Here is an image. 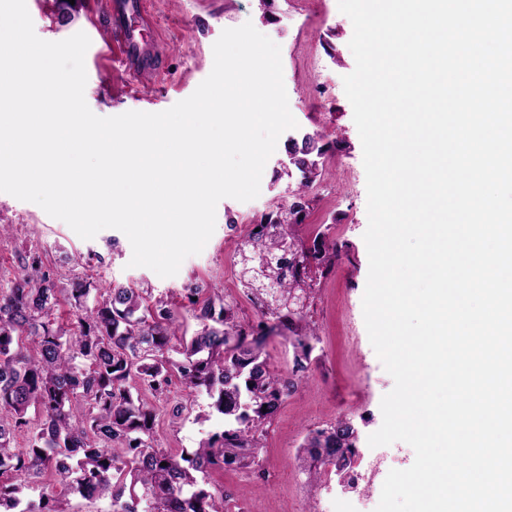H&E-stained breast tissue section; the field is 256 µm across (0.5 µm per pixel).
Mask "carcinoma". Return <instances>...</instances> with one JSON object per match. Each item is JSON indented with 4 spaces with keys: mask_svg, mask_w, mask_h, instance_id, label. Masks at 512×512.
<instances>
[{
    "mask_svg": "<svg viewBox=\"0 0 512 512\" xmlns=\"http://www.w3.org/2000/svg\"><path fill=\"white\" fill-rule=\"evenodd\" d=\"M286 150L300 170L313 172L321 151L308 135ZM302 210L279 208L276 217L250 231L238 252L239 279L247 295L261 301L263 321L248 334L234 320L223 296L200 300L191 289L200 329L176 338L179 312L149 288H97L93 276L67 289L38 268H23L9 288L0 287V477L26 480L42 470L86 500L109 497L112 512H224V489L206 480L224 465L252 469L259 463L265 426L295 384L273 375L262 359L267 337L286 327L295 349L296 371H305L313 350L307 320L314 288L312 266L338 256L324 237L304 244L296 227ZM93 303H88V300ZM75 308L66 329L53 311L60 301ZM178 339V346L171 345ZM180 375L203 389L224 429L197 448L174 454L157 447L154 413L133 396L129 382L155 393ZM37 417L30 448H11L13 431ZM357 430L348 419L310 432L303 444L304 469L344 470L354 453ZM121 443L126 454L112 453ZM0 512H62L24 501L23 484L0 481Z\"/></svg>",
    "mask_w": 512,
    "mask_h": 512,
    "instance_id": "1",
    "label": "carcinoma"
}]
</instances>
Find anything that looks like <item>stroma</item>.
Instances as JSON below:
<instances>
[{"mask_svg": "<svg viewBox=\"0 0 512 512\" xmlns=\"http://www.w3.org/2000/svg\"><path fill=\"white\" fill-rule=\"evenodd\" d=\"M112 0H78L68 19H60L55 0H26L36 35L61 41L77 32L91 40L85 55V99L101 117L128 111L162 112L188 98L210 74L213 45L227 28L252 23L281 49L284 84L297 128L285 131L268 159L259 196L248 202L219 201L215 231L200 254L186 258L175 276L162 278L145 267H130L131 244L124 233L108 228L94 239L77 236L63 221L40 206L0 192V285L9 286L31 256L61 286L72 278L96 274L102 284L152 289L179 306H188V291H218L233 306L244 329L260 319L239 282L237 251L251 225L266 214L305 195L309 208L299 234L305 243L323 235L336 243L339 256L330 268H316L311 308L317 335L306 372L293 370L294 349L281 336L265 347L267 362L295 389L267 429L261 465L250 471L236 466L210 470V483L224 488V512H374L390 470L409 468L413 449L403 442L370 447L368 437L382 424L380 402L394 386L377 357L366 330L362 297L368 276L363 234L368 225L363 150L353 121L343 78L355 67L349 48L351 20L337 0H143L152 22L131 15L144 48L160 47L161 69L132 73L115 62L109 40ZM321 138L325 151L318 174L305 180L288 161L286 146L305 135ZM154 414V439L178 452L223 426L207 416L205 391L189 388L172 376L160 396L143 393ZM359 431L358 456L345 486L334 468L310 480L298 462L305 435L341 418ZM27 501L50 502L60 512H112V501H86L62 490L51 470H44L25 491Z\"/></svg>", "mask_w": 512, "mask_h": 512, "instance_id": "obj_1", "label": "stroma"}]
</instances>
